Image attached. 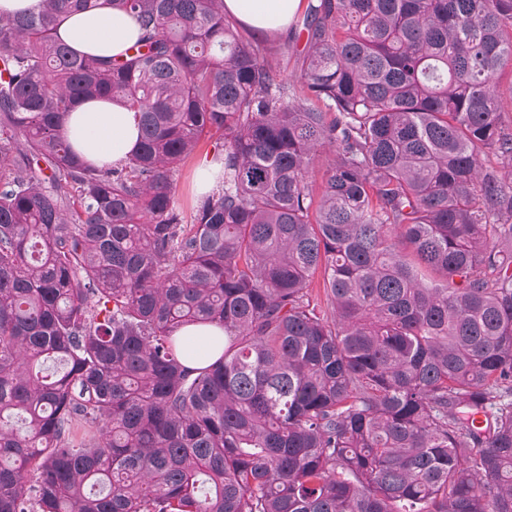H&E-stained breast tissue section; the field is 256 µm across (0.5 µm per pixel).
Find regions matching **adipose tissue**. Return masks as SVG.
Wrapping results in <instances>:
<instances>
[{
    "mask_svg": "<svg viewBox=\"0 0 512 512\" xmlns=\"http://www.w3.org/2000/svg\"><path fill=\"white\" fill-rule=\"evenodd\" d=\"M302 0H224V9L256 35L286 29ZM139 35L135 20L101 7L70 15L56 36L71 48L90 54L116 57L132 46ZM66 139L92 164L115 165L138 147L139 130L134 112L110 101L76 105L64 127Z\"/></svg>",
    "mask_w": 512,
    "mask_h": 512,
    "instance_id": "1",
    "label": "adipose tissue"
}]
</instances>
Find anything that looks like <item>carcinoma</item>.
<instances>
[{
	"mask_svg": "<svg viewBox=\"0 0 512 512\" xmlns=\"http://www.w3.org/2000/svg\"><path fill=\"white\" fill-rule=\"evenodd\" d=\"M106 3L121 59L0 16V512H512V0H307L296 85L224 0ZM66 139L96 166L115 165L138 147L135 113L110 101L76 105L64 127ZM214 151V139L208 137L202 139L194 154L182 163L176 175V201L184 211L186 220L189 222L192 216L193 207L201 196L196 190L195 176L197 167L204 161L198 170V188L200 193L205 194L211 191L217 182L224 175L223 161L211 158ZM211 158V159H210Z\"/></svg>",
	"mask_w": 512,
	"mask_h": 512,
	"instance_id": "cac0c4a2",
	"label": "carcinoma"
}]
</instances>
